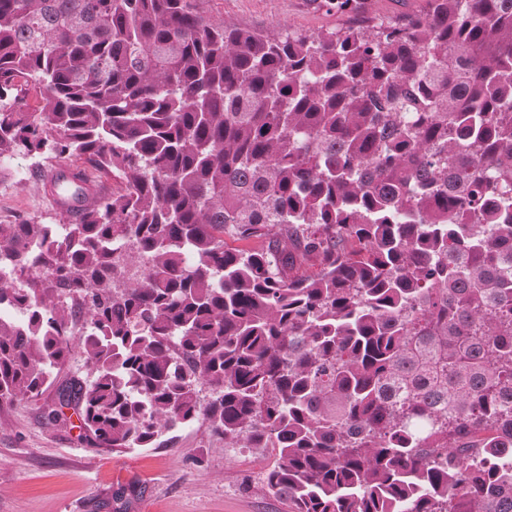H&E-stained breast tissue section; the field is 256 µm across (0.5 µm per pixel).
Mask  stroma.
Instances as JSON below:
<instances>
[{
	"instance_id": "stroma-1",
	"label": "stroma",
	"mask_w": 512,
	"mask_h": 512,
	"mask_svg": "<svg viewBox=\"0 0 512 512\" xmlns=\"http://www.w3.org/2000/svg\"><path fill=\"white\" fill-rule=\"evenodd\" d=\"M190 2L207 19L284 34L385 23L428 9V0H364L360 15L338 13L325 0ZM56 164L45 155L0 163V224L68 223L42 184ZM18 169L25 183L15 182ZM86 372L74 354L54 371L53 388L0 409V512H289L261 486L267 457L225 447L204 420L169 430L155 447L121 453L87 447L77 418L49 421L55 386Z\"/></svg>"
}]
</instances>
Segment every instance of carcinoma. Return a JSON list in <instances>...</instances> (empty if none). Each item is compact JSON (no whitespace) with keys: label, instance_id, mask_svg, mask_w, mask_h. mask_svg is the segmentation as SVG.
<instances>
[{"label":"carcinoma","instance_id":"carcinoma-1","mask_svg":"<svg viewBox=\"0 0 512 512\" xmlns=\"http://www.w3.org/2000/svg\"><path fill=\"white\" fill-rule=\"evenodd\" d=\"M42 154L124 188L0 224V408L77 350L90 448L202 418L292 512H512V0L312 35L0 0V160Z\"/></svg>","mask_w":512,"mask_h":512}]
</instances>
